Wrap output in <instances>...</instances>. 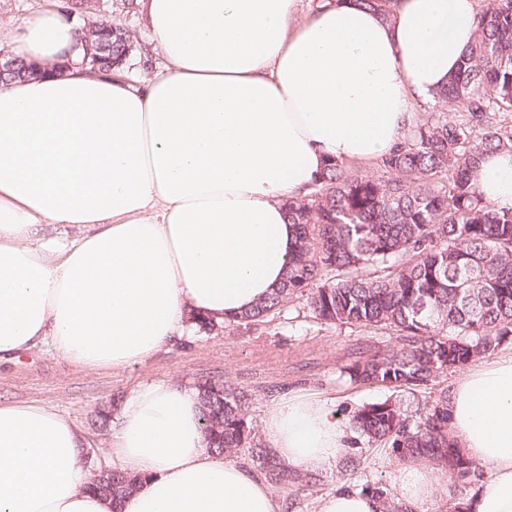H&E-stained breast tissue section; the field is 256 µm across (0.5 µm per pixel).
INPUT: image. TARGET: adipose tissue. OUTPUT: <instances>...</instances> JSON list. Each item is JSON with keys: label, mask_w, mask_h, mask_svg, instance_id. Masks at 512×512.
I'll use <instances>...</instances> for the list:
<instances>
[{"label": "adipose tissue", "mask_w": 512, "mask_h": 512, "mask_svg": "<svg viewBox=\"0 0 512 512\" xmlns=\"http://www.w3.org/2000/svg\"><path fill=\"white\" fill-rule=\"evenodd\" d=\"M166 70L142 85L73 67L0 84V361L46 348L123 370L173 344L192 317L232 323L282 281L295 250L284 202L333 161L372 160L413 126L475 35L477 0H397L391 20L330 0H145ZM68 0L22 21L24 60L75 53ZM471 185L512 208V154L487 152ZM49 225L78 232L48 235ZM463 454L486 471L466 512H512V356L448 389ZM264 433L303 473L333 465L346 431L327 400L289 395ZM77 426L37 403L0 402V512H112L90 491ZM112 456L142 484L121 512H282L263 479L209 448L197 390L139 385ZM393 485L420 512L441 490L409 462Z\"/></svg>", "instance_id": "1"}]
</instances>
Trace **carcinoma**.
Listing matches in <instances>:
<instances>
[{"label":"carcinoma","instance_id":"1","mask_svg":"<svg viewBox=\"0 0 512 512\" xmlns=\"http://www.w3.org/2000/svg\"><path fill=\"white\" fill-rule=\"evenodd\" d=\"M433 111L378 160L380 174L356 175L329 164L307 197L287 203L295 253L279 286L240 315L237 326L271 322L305 299L324 325L389 330L400 347L349 361L351 386L377 385L413 395L415 409L386 400L354 412L351 427L397 459L433 462L448 471L460 501L481 472L456 448L448 429V389L426 390L512 342V210L500 211L469 185L485 152L512 153V0H485L474 41L459 70L432 95ZM202 401L209 447L226 459L251 449L253 464L283 487L310 477L288 470L272 449L254 443L251 398L206 383ZM137 481L122 473L93 488L121 500ZM387 512H410L392 487L363 489Z\"/></svg>","mask_w":512,"mask_h":512}]
</instances>
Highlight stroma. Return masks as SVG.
<instances>
[{
    "instance_id": "obj_1",
    "label": "stroma",
    "mask_w": 512,
    "mask_h": 512,
    "mask_svg": "<svg viewBox=\"0 0 512 512\" xmlns=\"http://www.w3.org/2000/svg\"><path fill=\"white\" fill-rule=\"evenodd\" d=\"M83 17L106 18L124 27L136 50L122 65L134 83L162 70L160 53L144 52L146 43L141 6L128 9L122 0H87ZM395 336L384 330H361L313 322L305 300L290 303L282 317L256 328L216 327L189 332L131 368L90 370L71 366L47 351L33 350L17 361L0 365V401L36 402L51 407L84 432L92 448L87 469H95L108 451L109 427L105 418L115 415L130 392L144 382L172 380L198 387L211 381L247 392L252 398L249 417L258 442H266L263 418L267 408L292 393L327 399L342 426L364 405L396 399L394 391L375 386H351L339 370L355 353H373L396 346ZM362 462L358 469L341 465L315 470V478L300 488H278L284 512H314L318 498L339 485L362 488L391 484L397 459L378 447L358 441Z\"/></svg>"
}]
</instances>
